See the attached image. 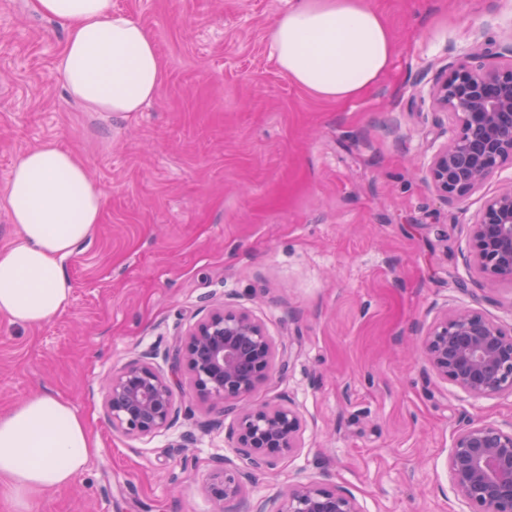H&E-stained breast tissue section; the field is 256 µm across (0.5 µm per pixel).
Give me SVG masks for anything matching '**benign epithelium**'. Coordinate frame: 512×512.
Wrapping results in <instances>:
<instances>
[{"label": "benign epithelium", "mask_w": 512, "mask_h": 512, "mask_svg": "<svg viewBox=\"0 0 512 512\" xmlns=\"http://www.w3.org/2000/svg\"><path fill=\"white\" fill-rule=\"evenodd\" d=\"M474 57L448 65L433 89L434 103L452 114L457 132L432 157L426 175L449 202H462L512 159V62L475 66ZM468 266L491 282L512 283V180L490 197L472 225ZM426 364L472 399L512 396V330L470 309L443 311L422 336ZM288 360L249 313L211 310L177 350L169 373L139 360L112 374L107 408L112 428L146 436L171 427L173 386L188 375L196 393L236 413V448L253 470L300 447V414L280 404H250L257 386L284 374ZM219 467L210 486L219 502L237 498L241 476ZM448 474L468 512H512V425L472 423L459 431ZM251 512H361L349 492L310 481Z\"/></svg>", "instance_id": "benign-epithelium-1"}]
</instances>
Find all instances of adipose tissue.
<instances>
[{
  "label": "adipose tissue",
  "instance_id": "1",
  "mask_svg": "<svg viewBox=\"0 0 512 512\" xmlns=\"http://www.w3.org/2000/svg\"><path fill=\"white\" fill-rule=\"evenodd\" d=\"M66 32L57 70L70 97L94 112H137L160 90L163 64L152 35L112 0H35ZM288 81L344 102L369 90L394 52L369 0H295L270 31ZM5 205L18 238L0 248V315L11 324L50 322L70 303L66 263L93 237L104 196L70 151L43 145L23 154ZM98 451L87 421L45 392L0 413V497L32 499L70 485Z\"/></svg>",
  "mask_w": 512,
  "mask_h": 512
}]
</instances>
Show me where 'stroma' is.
I'll return each instance as SVG.
<instances>
[{
    "label": "stroma",
    "instance_id": "1",
    "mask_svg": "<svg viewBox=\"0 0 512 512\" xmlns=\"http://www.w3.org/2000/svg\"><path fill=\"white\" fill-rule=\"evenodd\" d=\"M290 0H113L153 36L164 78L139 112H90L55 69L60 24L33 0H0V248L16 241L3 195L28 150L74 153L104 193L93 240L67 262L68 308L36 328L0 316V413L51 392L88 422L98 455L29 512H214L218 460L246 472L224 512L321 481L363 512H467L447 460L471 422L512 425V397L473 400L416 352L444 310L512 326V284L466 265L472 224L512 165L464 202L425 176L456 132L432 89L449 63H506L512 0H372L390 67L361 96L318 98L289 82L269 34ZM263 324L287 373L253 402L295 408L301 448L249 471L235 416L175 387V423L113 429L106 385L151 356L168 372L209 309Z\"/></svg>",
    "mask_w": 512,
    "mask_h": 512
}]
</instances>
